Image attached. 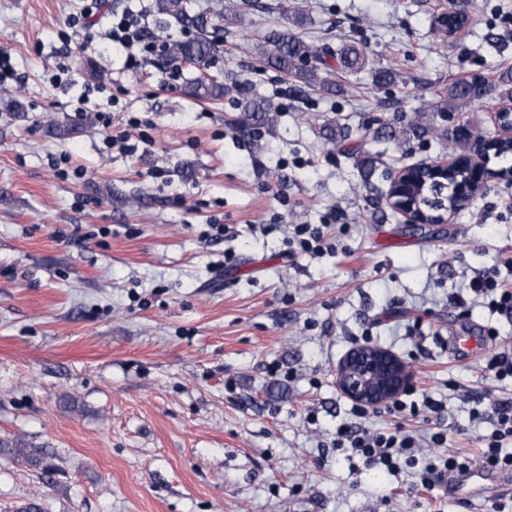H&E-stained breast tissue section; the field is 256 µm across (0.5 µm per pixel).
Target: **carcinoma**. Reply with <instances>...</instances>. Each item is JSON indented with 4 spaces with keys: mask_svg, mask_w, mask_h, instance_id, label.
<instances>
[{
    "mask_svg": "<svg viewBox=\"0 0 512 512\" xmlns=\"http://www.w3.org/2000/svg\"><path fill=\"white\" fill-rule=\"evenodd\" d=\"M158 14L173 18L183 28L194 32L188 40L168 44L166 53L174 59L187 61L202 68L210 66L219 48V34L224 27L243 25L244 14L231 6L228 10L208 13H194L187 8L186 0H155ZM449 17L447 27L458 30L468 24V0H449ZM292 26L269 32L254 49L266 57L276 71L291 77L295 81L323 91H333V84L319 76L320 66L326 65L325 55L328 51L314 43L304 40L294 31L306 23L304 13L296 10L291 17ZM339 64L348 71H358L365 66V59L360 51L351 44H345L337 53ZM228 86L220 79L197 77L189 86V96L209 102H218L224 97ZM494 95L500 98L512 97V72L500 73L494 80L476 81L471 77L453 86L450 94L441 103V108L450 107L456 111L470 104L473 100ZM274 111L271 102L263 98H253L246 102L240 124L246 127L266 112ZM410 125L425 136L436 139L445 145L448 153L455 151L459 138L448 135V130L427 120L425 110L415 111ZM467 169L464 167L448 173L447 186H436L422 197L425 208H439L443 205L453 207L458 182L465 179Z\"/></svg>",
    "mask_w": 512,
    "mask_h": 512,
    "instance_id": "obj_1",
    "label": "carcinoma"
}]
</instances>
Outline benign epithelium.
<instances>
[{
	"mask_svg": "<svg viewBox=\"0 0 512 512\" xmlns=\"http://www.w3.org/2000/svg\"><path fill=\"white\" fill-rule=\"evenodd\" d=\"M495 128L492 136L471 138L472 151L463 163L468 165L471 183L465 188L460 205L468 207L493 180L512 184V172L494 173L488 167L489 149L494 142L512 144V102H502L490 109ZM457 164V157L422 161L398 169L383 194V201L402 215L408 224H423L424 213L417 207L412 187L429 179L448 176V168ZM336 389L351 402L362 407H377L405 393L412 385V367L397 353L373 343L351 346L336 364Z\"/></svg>",
	"mask_w": 512,
	"mask_h": 512,
	"instance_id": "obj_1",
	"label": "benign epithelium"
}]
</instances>
